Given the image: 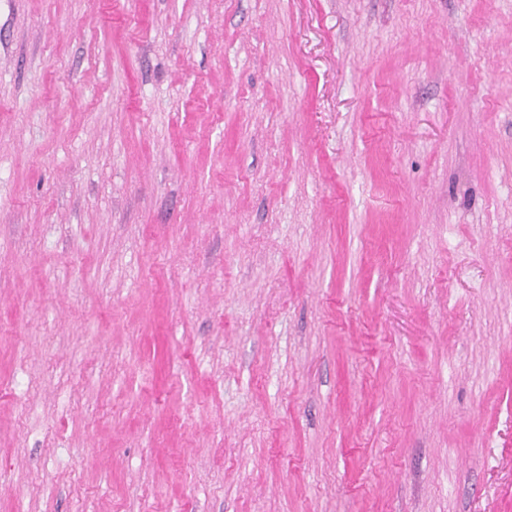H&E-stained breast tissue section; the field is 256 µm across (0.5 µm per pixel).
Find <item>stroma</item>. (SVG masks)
<instances>
[{"instance_id":"1","label":"stroma","mask_w":512,"mask_h":512,"mask_svg":"<svg viewBox=\"0 0 512 512\" xmlns=\"http://www.w3.org/2000/svg\"><path fill=\"white\" fill-rule=\"evenodd\" d=\"M0 512H512V0H0Z\"/></svg>"}]
</instances>
